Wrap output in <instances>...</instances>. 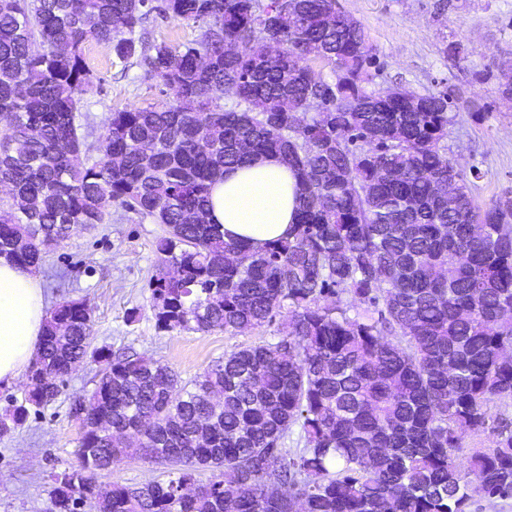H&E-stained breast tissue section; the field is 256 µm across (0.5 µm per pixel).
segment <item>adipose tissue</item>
<instances>
[{"instance_id":"adipose-tissue-1","label":"adipose tissue","mask_w":512,"mask_h":512,"mask_svg":"<svg viewBox=\"0 0 512 512\" xmlns=\"http://www.w3.org/2000/svg\"><path fill=\"white\" fill-rule=\"evenodd\" d=\"M293 168L263 159L226 172L211 189V215L225 238L260 247L297 219ZM46 320L43 290L27 267L0 258V381L19 378L34 357Z\"/></svg>"}]
</instances>
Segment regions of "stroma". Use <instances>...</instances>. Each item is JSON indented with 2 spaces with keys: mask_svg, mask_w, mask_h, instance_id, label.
<instances>
[{
  "mask_svg": "<svg viewBox=\"0 0 512 512\" xmlns=\"http://www.w3.org/2000/svg\"><path fill=\"white\" fill-rule=\"evenodd\" d=\"M365 29L375 48L374 88L400 87L420 94L445 93L454 124L448 149L463 168H476V204L512 196V103L501 99L500 67L512 59V0H338ZM94 83L83 96L96 128L113 110L166 100L155 78L121 62L111 46L83 48ZM112 221L76 231L45 245L37 278L47 307L61 296L88 299L94 343L116 351L130 348L192 379L238 344L268 338L252 330L229 337L222 330L163 331L152 311L149 281L157 270L160 227L112 206ZM99 366L88 363L64 377L51 405L30 414L22 426L0 435V512H51L48 491L54 474L75 465L81 429L70 404L93 388Z\"/></svg>",
  "mask_w": 512,
  "mask_h": 512,
  "instance_id": "35a3bbf8",
  "label": "stroma"
}]
</instances>
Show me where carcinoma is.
I'll use <instances>...</instances> for the list:
<instances>
[{
  "instance_id": "obj_1",
  "label": "carcinoma",
  "mask_w": 512,
  "mask_h": 512,
  "mask_svg": "<svg viewBox=\"0 0 512 512\" xmlns=\"http://www.w3.org/2000/svg\"><path fill=\"white\" fill-rule=\"evenodd\" d=\"M153 12L199 24L198 37L146 39ZM92 40L172 94L113 111L95 157ZM374 60L336 0H0L12 191L0 256L37 271L44 240L106 223L115 202L164 227L159 328L272 329L184 381L93 347L89 300H60L36 381L0 418V434L22 426L61 378L100 364L70 405L78 464L54 476L53 512H471L478 497L512 499V428H488L489 404L512 401V197L475 205L478 171L445 145L448 95L370 89ZM263 155L297 172L298 223L259 248L226 241L211 185ZM486 432L492 446L463 447ZM132 460L167 478L99 489V473Z\"/></svg>"
}]
</instances>
